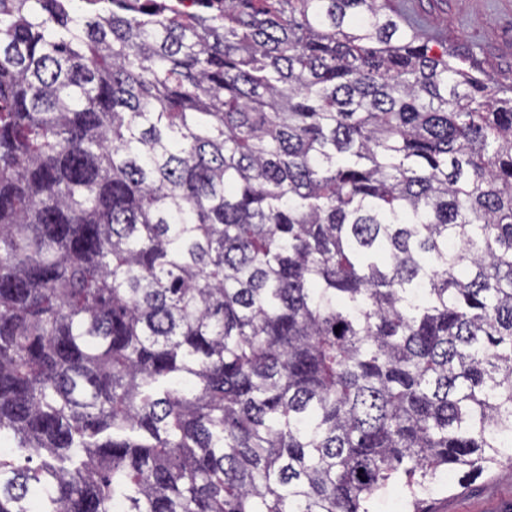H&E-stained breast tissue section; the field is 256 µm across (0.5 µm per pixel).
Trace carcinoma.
Instances as JSON below:
<instances>
[{
    "label": "carcinoma",
    "mask_w": 512,
    "mask_h": 512,
    "mask_svg": "<svg viewBox=\"0 0 512 512\" xmlns=\"http://www.w3.org/2000/svg\"><path fill=\"white\" fill-rule=\"evenodd\" d=\"M111 2L0 0V512L512 467V87L392 0Z\"/></svg>",
    "instance_id": "carcinoma-1"
}]
</instances>
